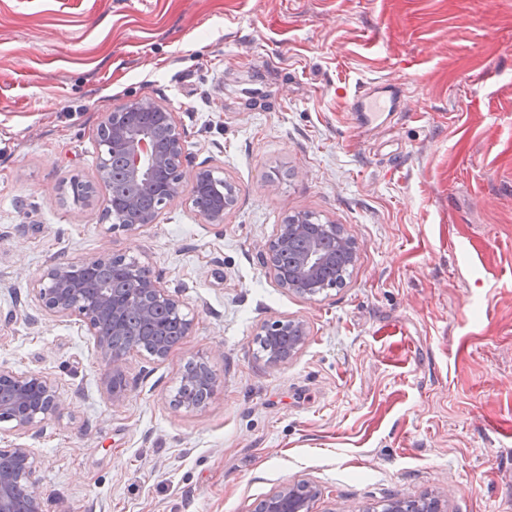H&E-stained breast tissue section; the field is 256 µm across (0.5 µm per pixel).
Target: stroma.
<instances>
[{
  "mask_svg": "<svg viewBox=\"0 0 512 512\" xmlns=\"http://www.w3.org/2000/svg\"><path fill=\"white\" fill-rule=\"evenodd\" d=\"M402 111L357 128L364 83ZM152 98L237 203L209 224L184 202L114 229L96 182L102 113ZM339 224L357 258L307 299L264 252L286 217ZM140 261L195 320L166 359L127 356L128 394L79 316L43 315L33 282L102 250ZM305 321L270 371L261 326ZM218 379L171 402L188 362ZM0 367L58 385L37 433L44 512H253L288 480L317 512L448 495V512H512V0H0ZM285 333L291 336V342L286 350L279 348L275 350H264V365L268 369H277L281 365L293 359L307 343L310 330L306 322L297 319H278L266 322L258 336H277Z\"/></svg>",
  "mask_w": 512,
  "mask_h": 512,
  "instance_id": "35a3bbf8",
  "label": "stroma"
}]
</instances>
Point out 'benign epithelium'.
<instances>
[{"instance_id": "obj_1", "label": "benign epithelium", "mask_w": 512, "mask_h": 512, "mask_svg": "<svg viewBox=\"0 0 512 512\" xmlns=\"http://www.w3.org/2000/svg\"><path fill=\"white\" fill-rule=\"evenodd\" d=\"M95 136L104 149L118 150L125 156L127 178L140 190L162 194L166 204L181 200L208 224L224 223V216L237 202L236 187L226 182L224 190L216 192L213 205L199 210L197 187L215 186L219 180L218 170L205 165L195 172L190 192H184L180 177L186 160L184 133L175 113L153 99H129L112 111L103 113ZM287 246L288 241L279 236L269 241L265 252L269 274L281 288L309 299L316 297L323 292L320 275L330 261V255L311 240L297 256L294 270L286 272L275 262L274 255ZM81 269L82 266L73 264L48 268L38 280L35 293L46 313L58 317L77 313L83 318L88 333L93 336L95 349L107 367L106 393L112 401L119 402L126 396L127 389L112 387L111 378L124 375L126 356L139 350L133 341L123 351L113 348L114 338L122 335V305L137 307L146 319L153 318L157 311L165 312L181 323L186 335L192 330L194 319L184 312L179 299L158 278L139 276L137 264L128 269L130 277L136 281V288L131 294L120 299L109 290L84 302L78 298L76 288V277ZM281 333L291 336V342L285 350H265L264 365L269 369H277L293 359L310 336L306 322L288 318L265 323L259 335L277 336ZM0 380L13 383L10 405L16 410L8 416L0 408V419H9L16 430L29 432L63 413L65 403L48 376L18 375L0 367ZM4 454L12 458L14 468L8 471L0 469V512H13L14 488L21 481L28 489L31 512H43L33 450L17 446L6 449ZM320 497L321 490L315 484L286 482L262 501L259 512H315V504ZM384 512H448V503L434 494L419 499L393 497L385 504Z\"/></svg>"}]
</instances>
